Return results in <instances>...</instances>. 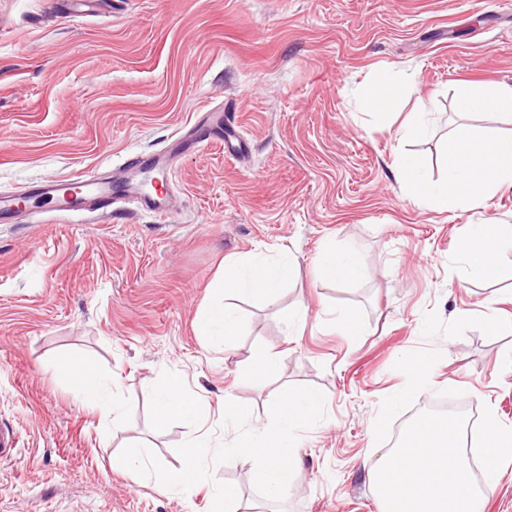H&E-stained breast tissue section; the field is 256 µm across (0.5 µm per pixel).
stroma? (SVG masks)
I'll return each instance as SVG.
<instances>
[{
	"instance_id": "1",
	"label": "stroma",
	"mask_w": 512,
	"mask_h": 512,
	"mask_svg": "<svg viewBox=\"0 0 512 512\" xmlns=\"http://www.w3.org/2000/svg\"><path fill=\"white\" fill-rule=\"evenodd\" d=\"M379 79L399 85L397 102L364 111ZM468 79L512 87V0H98L81 16L67 0H0V194L110 173L221 103L248 144L235 161L220 146L180 155L167 180L179 209L162 220L128 203L106 222L69 221L50 216V201L0 220V427L16 437L0 462V512H211L214 482L163 493L112 469L129 444L180 467L190 430L155 428L147 392L171 373L201 396V432L215 443L235 437L225 396L266 422L285 387L325 395L282 502L257 492L250 461L214 466V481L260 512H383L370 468L431 400L467 414L493 404L512 428V326L482 319L492 295L512 315V281L458 282L470 226L512 225V186L441 212L395 178L411 152L426 179L445 180L454 90ZM426 110L430 136L403 139ZM328 247L352 252L363 276H325L315 261ZM285 257L296 271L279 306L306 307L304 322L288 327L278 306L240 296L232 345L196 336L227 263ZM260 346L281 367L262 390L245 373ZM70 353L126 399L122 427L54 372ZM419 357L430 360L419 391L378 427Z\"/></svg>"
}]
</instances>
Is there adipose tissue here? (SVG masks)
I'll list each match as a JSON object with an SVG mask.
<instances>
[{
    "label": "adipose tissue",
    "mask_w": 512,
    "mask_h": 512,
    "mask_svg": "<svg viewBox=\"0 0 512 512\" xmlns=\"http://www.w3.org/2000/svg\"><path fill=\"white\" fill-rule=\"evenodd\" d=\"M455 108L459 120L444 158L446 179L442 184L435 185L424 178L421 162L414 154H400L395 167L398 182L414 199L440 211L485 202L502 186L512 185V134L484 133L468 121L476 112H512V89L464 81L456 89ZM507 250H512L511 224H475L460 242L459 257L465 272L492 281H512V262L502 258ZM293 272L287 259L274 267L254 260L225 268L210 284L211 297L196 318L197 335L209 345L226 347L242 327L240 318L227 303L228 298L250 295L265 304L275 303ZM61 369L66 383L82 403L111 417L113 423L122 421L125 400L115 395L109 382L87 359L66 358ZM151 392L156 426L163 427L178 419L197 427L202 413L200 401L184 389L179 376H167Z\"/></svg>",
    "instance_id": "1"
}]
</instances>
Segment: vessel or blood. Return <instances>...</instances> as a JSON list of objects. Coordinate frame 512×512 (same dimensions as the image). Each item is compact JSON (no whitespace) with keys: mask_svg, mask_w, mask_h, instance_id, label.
I'll use <instances>...</instances> for the list:
<instances>
[{"mask_svg":"<svg viewBox=\"0 0 512 512\" xmlns=\"http://www.w3.org/2000/svg\"><path fill=\"white\" fill-rule=\"evenodd\" d=\"M242 134L234 114L223 110H208L188 127L180 128L169 151L141 153L126 159L122 172L113 175L111 182L87 175L67 180L66 183L47 181L31 190V197H44L55 203L57 216L105 217L111 215L114 204L132 199L140 209L156 217L170 213L167 195L149 194L129 182L133 173L148 172L158 181H165L173 157L184 153H199L209 146L220 145L225 151L240 147Z\"/></svg>","mask_w":512,"mask_h":512,"instance_id":"obj_1","label":"vessel or blood"}]
</instances>
